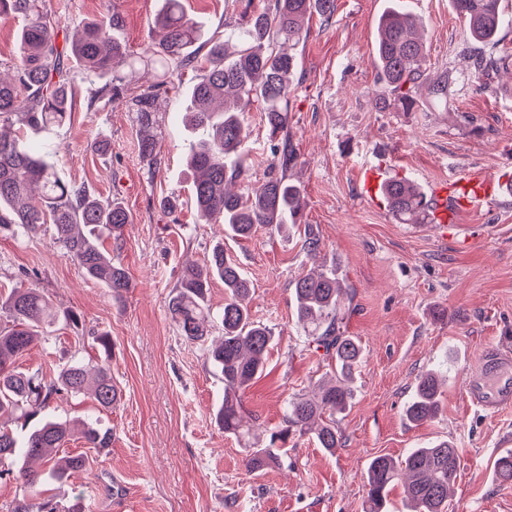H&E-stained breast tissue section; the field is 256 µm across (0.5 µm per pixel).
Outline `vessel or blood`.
Here are the masks:
<instances>
[{
    "instance_id": "1",
    "label": "vessel or blood",
    "mask_w": 512,
    "mask_h": 512,
    "mask_svg": "<svg viewBox=\"0 0 512 512\" xmlns=\"http://www.w3.org/2000/svg\"><path fill=\"white\" fill-rule=\"evenodd\" d=\"M432 217L449 226L453 212L462 203L485 202L494 197V181L483 174L463 180H444L432 190ZM467 402L478 409L498 412L512 407V347L488 346L477 368L464 381Z\"/></svg>"
}]
</instances>
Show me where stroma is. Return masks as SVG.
<instances>
[{"instance_id":"1","label":"stroma","mask_w":512,"mask_h":512,"mask_svg":"<svg viewBox=\"0 0 512 512\" xmlns=\"http://www.w3.org/2000/svg\"><path fill=\"white\" fill-rule=\"evenodd\" d=\"M267 0H183L208 37H223L245 8ZM389 0H336L330 21L312 17L292 53L297 68L288 127L299 154L293 176L303 186L304 229L284 236L260 230L249 240L223 224L197 220L186 165L193 136L181 122L184 95L169 94L159 114L158 165L149 169L138 149L135 115L125 100H93L99 79L72 74L69 121L32 130L29 140L52 143L61 175L92 195L123 201L131 222L112 259L132 287L122 301L88 279L51 239L0 231V293L29 280L58 310L84 320V341L64 329L18 361L25 371L53 375L61 359L107 362L122 391L119 404L98 409L91 396L51 404L60 418L86 415L112 431L100 451L83 440L89 471L47 485L48 495L86 512H364V473L376 456L403 458L408 449L439 440L457 449L460 468L448 512H512V481L497 461L512 450V412L489 416L470 407L466 374L489 345L512 346V196L457 214L448 236L427 224H401L387 205L365 202L358 171L386 162L390 176L420 187L479 172L502 182L512 175V71L468 82L464 23L449 0H407L423 19L430 73L464 77L447 103H423L411 112L379 110L376 82L378 19ZM61 34L111 15L122 19L114 36L132 58L156 38L161 0H47ZM245 148L252 165L246 186L260 184L273 141L259 106L244 115ZM106 149H98V142ZM177 200L174 212L160 206ZM321 253L311 258L304 231ZM252 284L256 320L271 327L276 344L264 377L247 389L248 418L264 429L279 426L289 398L310 396L330 364L309 350L295 321L292 283L317 266L335 269L353 301L340 326L356 338L362 358L354 370V398L338 418L344 444L319 448L312 435H295L280 466L247 471L244 453L215 421L224 393L220 372L201 343L181 336L169 301L182 266L203 263L216 241ZM112 338L102 357L94 335ZM446 368L443 408L430 422L408 423L404 409L421 374Z\"/></svg>"}]
</instances>
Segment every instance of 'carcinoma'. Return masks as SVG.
I'll return each mask as SVG.
<instances>
[{
    "mask_svg": "<svg viewBox=\"0 0 512 512\" xmlns=\"http://www.w3.org/2000/svg\"><path fill=\"white\" fill-rule=\"evenodd\" d=\"M464 21L469 42L495 46L505 29H512V12L503 0H451ZM335 0H274L260 11L244 14V22L224 38L209 41L203 62L193 46L198 28L183 11L181 0H164L155 24L161 38L148 50L156 66L157 80L136 90L131 87L136 61L112 37L119 16L86 24L72 43L59 44V26L45 0H0V16L20 15L25 24L17 33L21 56L13 74L0 72V230L13 229L35 235L48 229L54 243L77 262L84 274L103 283L120 300L131 288L126 270L112 262L103 248L106 239L119 240L130 223V213L115 199L98 198L82 185L68 184L47 161L53 146L27 141L25 130L61 125L71 111L73 59L86 74L104 83L90 103L103 97L124 96L135 113L138 148L152 166L158 164L156 112L159 95L167 93L175 78L193 67L203 73L188 87V119L198 138L188 158L198 172L192 198L199 217L220 222L238 238L248 239L259 229L280 230L296 224L301 213L302 187L291 178L299 163L293 138L287 130L296 59L282 50L297 45L305 22L313 14L329 20ZM474 81L497 72L502 59L484 57L465 48ZM377 80L391 98L381 97L377 107L395 103L406 112L421 102L448 99L454 86L452 73L429 76L427 53L415 18L391 6L380 18L377 44ZM261 105L270 134L278 139L265 180L243 193L231 186L247 172L243 151L246 130L243 112L253 103ZM381 193L389 211L402 224L430 223L429 201L417 184L393 178ZM224 282V308L218 313L223 336L210 344L207 357L224 377V402L216 414L224 434L245 447V466L263 470L280 462L277 443H286L292 433H310L327 452L341 447L336 415L350 406L354 392L349 386L362 348L340 332L342 303L347 288L333 268L302 275L293 282L292 295L298 324L308 346L333 360L336 375L318 384L314 397L286 402L283 425L270 433L263 448L252 446L256 428L243 416L242 394L265 371L273 332L252 316L248 299L251 283L238 264L216 243L206 262L182 268L169 302L173 322L191 341H206L211 320L209 288L214 280ZM0 484H16L17 496L10 512H82L73 505H59L43 496L42 481L61 482L75 471H86L88 457L62 454L73 432L46 414L50 404L75 398L92 387L103 410L120 402L122 391L110 368H94L72 360L50 378L18 370L16 361L58 320L74 333L82 329L78 312L58 313L52 300L33 285H19L0 295ZM439 377H419L415 393L405 409L406 419L422 424L440 408ZM78 435L91 448L104 450L112 444V431L88 418ZM460 466L456 448L443 440L414 448L398 463L388 456L373 458L365 472L366 512H388V495L403 482L409 512H445ZM41 498L34 504L32 500Z\"/></svg>",
    "mask_w": 512,
    "mask_h": 512,
    "instance_id": "1",
    "label": "carcinoma"
}]
</instances>
